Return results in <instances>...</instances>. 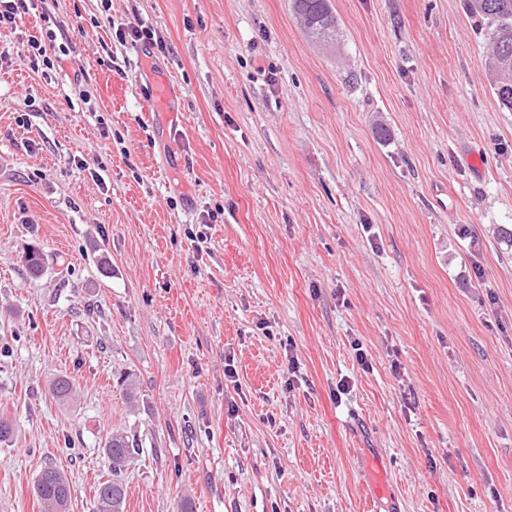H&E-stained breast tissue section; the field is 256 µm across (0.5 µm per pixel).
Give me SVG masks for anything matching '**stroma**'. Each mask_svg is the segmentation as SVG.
I'll return each instance as SVG.
<instances>
[{
  "instance_id": "stroma-1",
  "label": "stroma",
  "mask_w": 512,
  "mask_h": 512,
  "mask_svg": "<svg viewBox=\"0 0 512 512\" xmlns=\"http://www.w3.org/2000/svg\"><path fill=\"white\" fill-rule=\"evenodd\" d=\"M110 3L0 29V512H40L49 463L94 512L115 431L140 446L126 512H512V112L485 26L464 0H331L326 50L290 0ZM129 22L155 46L119 43ZM49 32L67 54L32 70Z\"/></svg>"
}]
</instances>
